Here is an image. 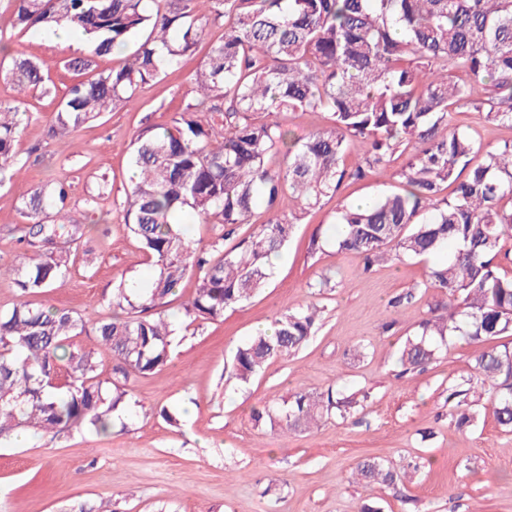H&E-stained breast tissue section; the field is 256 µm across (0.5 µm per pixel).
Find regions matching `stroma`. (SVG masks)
<instances>
[{
    "instance_id": "1",
    "label": "stroma",
    "mask_w": 512,
    "mask_h": 512,
    "mask_svg": "<svg viewBox=\"0 0 512 512\" xmlns=\"http://www.w3.org/2000/svg\"><path fill=\"white\" fill-rule=\"evenodd\" d=\"M223 35V21L210 22L196 52L146 85L135 108L105 113L59 143L48 130L68 87L82 78L66 65L74 51L15 28L0 0V41L10 55L38 58L53 86L51 94L25 98L27 120L15 150L26 164L0 189V263L21 249L27 225L18 207L27 190L67 182L69 218L85 227L72 277L35 295V302L94 321L109 316L103 300L121 279L148 277L149 263L123 219L129 142L191 100L189 76ZM396 171L392 165L346 182L308 213L267 287L222 319L192 321L171 308L181 340L167 367L132 382L126 429L57 437L31 429L26 443L1 446L0 512H359L365 504L379 512H512V433L484 408L465 430L448 422V387L470 377L472 347L450 342L446 357L407 375L396 363L400 341L429 306L445 300L420 289L427 264L386 263L367 271L359 256L337 252L328 241L339 205L398 190ZM317 234L326 243L313 254L308 246ZM323 277L328 286L312 294L311 284ZM406 293L410 301L389 313V301ZM308 301L322 316L308 345L239 383L232 368L237 346ZM357 344L364 347L358 357ZM331 386L367 393L364 409L303 433L251 417L294 392ZM165 408L178 411V425L164 420ZM419 457L427 463L409 482L366 486L352 477L365 458L399 466Z\"/></svg>"
}]
</instances>
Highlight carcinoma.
Returning <instances> with one entry per match:
<instances>
[{
  "instance_id": "carcinoma-1",
  "label": "carcinoma",
  "mask_w": 512,
  "mask_h": 512,
  "mask_svg": "<svg viewBox=\"0 0 512 512\" xmlns=\"http://www.w3.org/2000/svg\"><path fill=\"white\" fill-rule=\"evenodd\" d=\"M14 26L52 31L68 26L88 40L78 72L116 46L134 44L123 62L72 84L49 136L62 140L105 112L127 109L139 91L194 53L206 25L224 19V37L191 75L195 98L160 125L131 139L136 178L125 194V226L151 265L149 283L133 294L120 282L104 300L112 315L94 322L29 297L63 287L78 257L81 224L67 221L69 185L57 181L21 197L31 224L26 249L0 274L14 276L22 300L0 312V442L18 428L54 436L83 427L105 433L125 403L132 378L162 370L177 330L171 297L194 275L181 304L192 320H218L266 287L270 257L295 225L347 181L407 156L402 190L342 206L334 227L339 252L377 263L435 259L419 288L448 295L429 308L399 350L401 373L424 369L456 337L477 350L473 376L448 387L458 429L489 407L512 432V273L494 263L512 237V141L486 149L451 123L454 112H478L512 127V0H7ZM469 75L464 81L459 74ZM0 75L22 94L51 93L43 64L16 56ZM488 95L475 97L476 87ZM21 101L0 102V187L24 166L15 151L23 129ZM319 113L327 123L303 139L273 113ZM362 155L346 163L350 138ZM482 154L474 162L476 154ZM281 155L278 166L270 158ZM449 194H444L445 190ZM248 234L241 226L256 215ZM199 218L219 232L211 252L193 246L184 221ZM319 312L305 304L279 314L273 332L238 346L236 379L249 382L314 336ZM97 348L72 349L77 336ZM502 340L497 345L492 340ZM112 354V380H97L99 350ZM360 392L328 388L294 393L259 421L286 432L311 431L346 419ZM422 462L401 467L368 458L354 471L365 484L412 479Z\"/></svg>"
}]
</instances>
